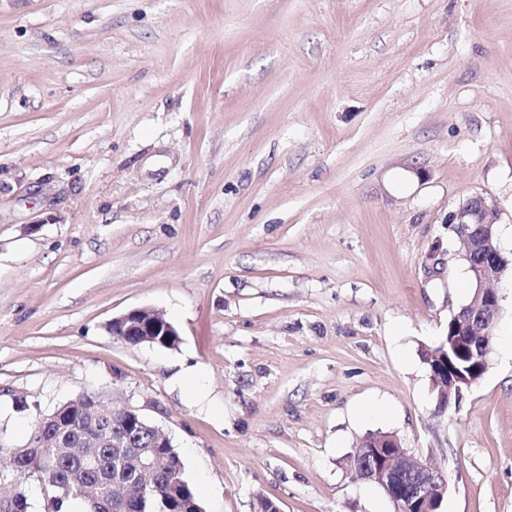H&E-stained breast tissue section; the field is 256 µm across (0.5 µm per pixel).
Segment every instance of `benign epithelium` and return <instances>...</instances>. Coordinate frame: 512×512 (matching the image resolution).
<instances>
[{"label": "benign epithelium", "instance_id": "1", "mask_svg": "<svg viewBox=\"0 0 512 512\" xmlns=\"http://www.w3.org/2000/svg\"><path fill=\"white\" fill-rule=\"evenodd\" d=\"M450 227L465 246V258L475 283L469 304L452 316L448 328H457V335L447 336L453 348L468 353L471 350L469 333L481 334L492 329L500 315L498 292L491 284L504 278L505 259L495 245L497 235L494 208L483 197L463 204L450 219ZM162 313L134 308L112 318V335L170 336L173 329L161 319ZM425 362L430 364V383L437 392L438 408L448 409L462 399V392L477 386L489 368V357L483 356L471 364L466 373H458L448 362V352L426 350ZM49 422L60 431L73 422L69 405L53 411ZM352 468L356 477L380 486L394 502L397 512H440L448 491V474L424 461L405 448L393 434L367 436L360 440L353 455ZM426 468L431 480L409 494L404 493L400 480L410 472Z\"/></svg>", "mask_w": 512, "mask_h": 512}]
</instances>
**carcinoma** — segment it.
Returning a JSON list of instances; mask_svg holds the SVG:
<instances>
[{"instance_id": "1", "label": "carcinoma", "mask_w": 512, "mask_h": 512, "mask_svg": "<svg viewBox=\"0 0 512 512\" xmlns=\"http://www.w3.org/2000/svg\"><path fill=\"white\" fill-rule=\"evenodd\" d=\"M126 418L118 414L92 433H70V443L53 449V465L47 466L43 449L37 446L39 428L28 442L14 445L0 434V482L19 484L11 512H29L28 490L21 482L34 479L51 488L44 512H72L79 505L90 512L89 497L97 498V512H203L201 502L183 477L179 456L165 457L166 449L154 444L151 432L136 425L130 429L131 444L145 456L159 457L152 481L123 463L125 449L110 446L112 429H123Z\"/></svg>"}]
</instances>
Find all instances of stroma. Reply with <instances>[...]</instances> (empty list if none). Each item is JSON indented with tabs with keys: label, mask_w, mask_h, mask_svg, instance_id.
<instances>
[{
	"label": "stroma",
	"mask_w": 512,
	"mask_h": 512,
	"mask_svg": "<svg viewBox=\"0 0 512 512\" xmlns=\"http://www.w3.org/2000/svg\"><path fill=\"white\" fill-rule=\"evenodd\" d=\"M476 196L511 257L512 0H0V431L131 406L205 512H396L350 466L394 433L441 512H512V279L459 404L421 359ZM163 316L161 312L147 309V308H134L117 317L112 318V334L113 336H125V342L132 345H139L135 343L138 341L136 336H144L142 339H152L150 336L155 337L152 344L162 347H173L178 341V336H173V329L168 327L167 324L159 318ZM128 336H132L129 338Z\"/></svg>",
	"instance_id": "1"
}]
</instances>
